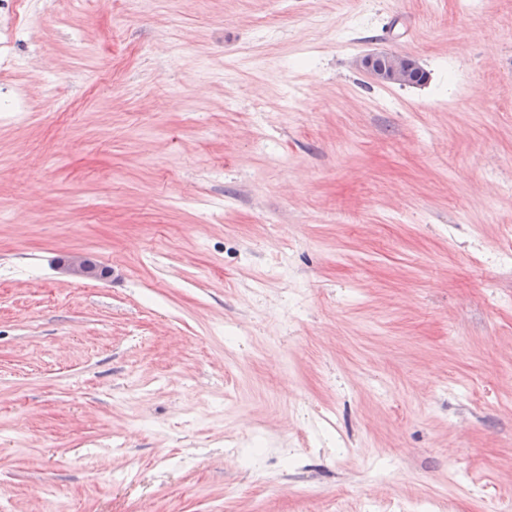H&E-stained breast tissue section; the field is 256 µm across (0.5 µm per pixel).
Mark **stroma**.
I'll return each mask as SVG.
<instances>
[{
    "mask_svg": "<svg viewBox=\"0 0 512 512\" xmlns=\"http://www.w3.org/2000/svg\"><path fill=\"white\" fill-rule=\"evenodd\" d=\"M11 38L0 512H512V0H81ZM361 65L380 83L406 86L421 82L425 76L417 61L407 55L388 52L370 54L362 59ZM422 74L423 77L419 78ZM64 273L81 280H100L110 273L86 255L70 256L64 266Z\"/></svg>",
    "mask_w": 512,
    "mask_h": 512,
    "instance_id": "stroma-1",
    "label": "stroma"
}]
</instances>
